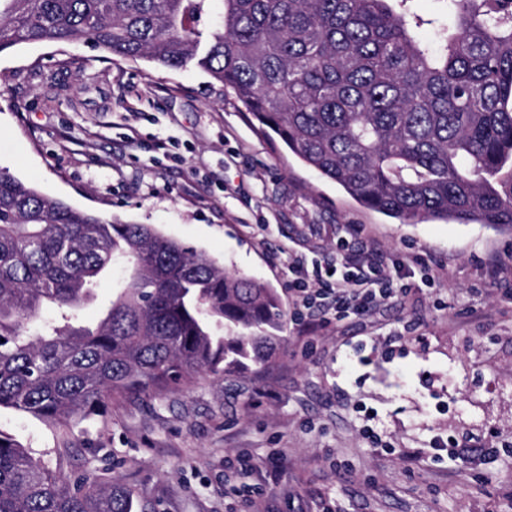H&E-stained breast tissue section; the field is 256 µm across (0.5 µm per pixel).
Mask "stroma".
Here are the masks:
<instances>
[{
	"label": "stroma",
	"mask_w": 512,
	"mask_h": 512,
	"mask_svg": "<svg viewBox=\"0 0 512 512\" xmlns=\"http://www.w3.org/2000/svg\"><path fill=\"white\" fill-rule=\"evenodd\" d=\"M74 208L151 224L275 288L274 363L129 392L79 421L0 410L66 476L134 512H512V232L404 224L261 132L204 71L106 61L84 42L0 54V169ZM418 262L388 304L292 320L290 256ZM468 446L470 462L448 455Z\"/></svg>",
	"instance_id": "1"
}]
</instances>
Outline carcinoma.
Returning <instances> with one entry per match:
<instances>
[{"mask_svg":"<svg viewBox=\"0 0 512 512\" xmlns=\"http://www.w3.org/2000/svg\"><path fill=\"white\" fill-rule=\"evenodd\" d=\"M442 2L429 40L408 0H0V53L82 40L194 65L365 207L512 230V0ZM115 268L125 287L77 323ZM281 318L265 284L0 169V409L60 424L115 395L264 370ZM132 508L121 483L64 478L0 431V512Z\"/></svg>","mask_w":512,"mask_h":512,"instance_id":"cac0c4a2","label":"carcinoma"}]
</instances>
